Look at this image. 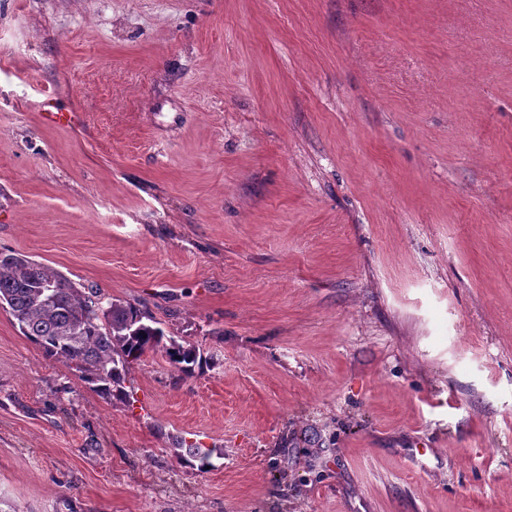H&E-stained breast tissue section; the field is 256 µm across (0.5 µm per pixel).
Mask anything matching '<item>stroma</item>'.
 <instances>
[{"label": "stroma", "mask_w": 512, "mask_h": 512, "mask_svg": "<svg viewBox=\"0 0 512 512\" xmlns=\"http://www.w3.org/2000/svg\"><path fill=\"white\" fill-rule=\"evenodd\" d=\"M6 250L215 365L0 309V512H512V0H0ZM87 289L26 255L0 252V308L47 357L75 367L103 399H126L129 365L148 350L164 353L185 376L214 364L182 337L147 323L159 322L137 306L105 302L99 289ZM186 440L180 438L175 440L174 443V449L175 451L180 450L184 448L183 445H185ZM186 453L189 457V459L184 457V454H181V452L177 451L176 455L179 457L182 461L186 462L187 464L191 466L197 467L199 470H208L207 466H210V468L213 466L212 458L214 453H217L216 448H206L202 447L200 444L197 443H191L188 444V447L186 448Z\"/></svg>", "instance_id": "35a3bbf8"}]
</instances>
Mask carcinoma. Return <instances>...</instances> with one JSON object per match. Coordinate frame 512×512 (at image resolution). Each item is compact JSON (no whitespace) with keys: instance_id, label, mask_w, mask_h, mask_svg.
I'll return each mask as SVG.
<instances>
[{"instance_id":"cac0c4a2","label":"carcinoma","mask_w":512,"mask_h":512,"mask_svg":"<svg viewBox=\"0 0 512 512\" xmlns=\"http://www.w3.org/2000/svg\"><path fill=\"white\" fill-rule=\"evenodd\" d=\"M0 308L47 357L75 367L79 379L110 402L126 399L129 365L148 350L164 353L185 376L213 364L195 345L151 325L154 318L137 306L79 288L22 254L0 252ZM174 449L201 471L213 466L214 448L177 439Z\"/></svg>"}]
</instances>
